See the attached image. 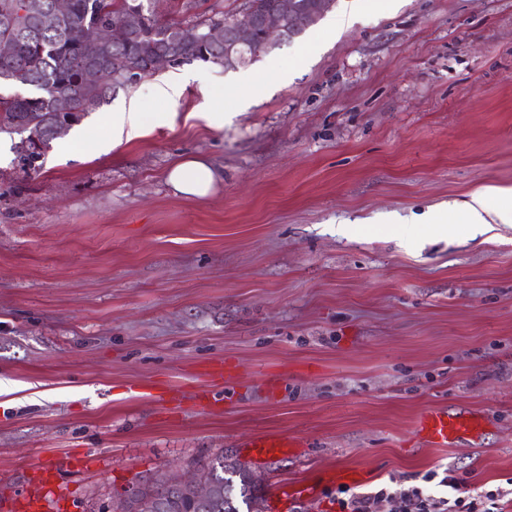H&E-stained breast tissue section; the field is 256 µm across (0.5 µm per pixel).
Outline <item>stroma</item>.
<instances>
[{
  "label": "stroma",
  "mask_w": 512,
  "mask_h": 512,
  "mask_svg": "<svg viewBox=\"0 0 512 512\" xmlns=\"http://www.w3.org/2000/svg\"><path fill=\"white\" fill-rule=\"evenodd\" d=\"M241 2L154 7L191 23ZM343 8L244 66L269 79L246 108L234 71L167 66L190 75L177 105L151 76L84 124L104 135L135 95L169 122L102 153L62 138L35 171L0 160V498L41 465L47 499L110 512L219 454L262 478L265 512H336L344 484L444 496L422 478L448 468L470 489L512 478V224L425 223L512 191V0H402L330 32ZM189 155L224 174L208 196L167 182ZM435 407L477 437L426 445ZM256 435L302 446L258 461Z\"/></svg>",
  "instance_id": "obj_1"
}]
</instances>
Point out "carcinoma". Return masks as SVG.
<instances>
[{
  "instance_id": "obj_1",
  "label": "carcinoma",
  "mask_w": 512,
  "mask_h": 512,
  "mask_svg": "<svg viewBox=\"0 0 512 512\" xmlns=\"http://www.w3.org/2000/svg\"><path fill=\"white\" fill-rule=\"evenodd\" d=\"M152 0H72L63 23L40 32L11 31L13 53L0 57V85L27 89L25 94H0V132L35 134L44 150L57 140L52 128L58 123L57 97L67 100L77 112L71 125L96 111L112 98V83L136 70L139 79L155 73L154 58L162 51H173L177 62L212 63L224 57V46L204 39L181 43L183 23L163 21L151 8ZM130 14L143 15L137 31L123 43L90 46L74 43L68 30L80 27L90 31L117 22ZM105 69L106 78L98 84L84 80L91 67ZM216 486L215 495L203 502L176 500L160 507L146 500L142 512H239L236 499L247 507L262 500V487L246 468L229 463L219 455L204 464Z\"/></svg>"
}]
</instances>
